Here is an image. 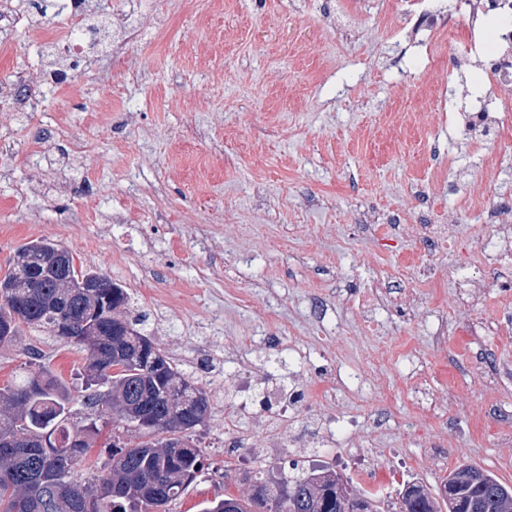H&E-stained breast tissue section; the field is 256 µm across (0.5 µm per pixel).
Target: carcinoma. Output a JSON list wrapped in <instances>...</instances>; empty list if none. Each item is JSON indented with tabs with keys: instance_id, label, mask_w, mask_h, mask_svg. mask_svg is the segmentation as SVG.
<instances>
[{
	"instance_id": "carcinoma-1",
	"label": "carcinoma",
	"mask_w": 512,
	"mask_h": 512,
	"mask_svg": "<svg viewBox=\"0 0 512 512\" xmlns=\"http://www.w3.org/2000/svg\"><path fill=\"white\" fill-rule=\"evenodd\" d=\"M87 4L75 34L92 33L100 48L98 34L110 26L109 15L93 9L92 0ZM61 250L46 240L16 248L0 277V347L16 342L22 323L55 332V307L77 300L93 323L76 325L63 340L83 354L85 389L93 390L88 401L101 410L73 422L72 389L44 363L0 386V436H11L23 449L0 456V512H82L67 493L55 509L40 508L52 474L36 468L24 451L34 440L41 442L40 451L52 465L67 466L76 482L97 491L92 512H169L201 469V449L190 432L210 413L208 393L128 319V293L122 285L110 280L100 292L77 296L82 283L98 272L71 252L67 279L45 266V255ZM33 294L39 299L33 308L16 307L19 296ZM104 418L112 421V436L103 444L112 449L105 471L88 458L89 449L99 443ZM125 427L143 431L144 440L131 448L114 445L113 437ZM460 469H451L443 480V506L421 483H408L399 493L400 512H512L511 485L483 468L478 480L459 476ZM345 501L351 512H379L374 495L354 489L330 466L295 463L291 475H256L248 496L226 493L204 502L202 512H346Z\"/></svg>"
}]
</instances>
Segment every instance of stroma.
I'll use <instances>...</instances> for the list:
<instances>
[{"mask_svg":"<svg viewBox=\"0 0 512 512\" xmlns=\"http://www.w3.org/2000/svg\"><path fill=\"white\" fill-rule=\"evenodd\" d=\"M139 11L135 39L62 87L46 81L49 59L24 35L56 18L24 12L14 51L0 50V81L24 65L33 94L51 104L0 106V139L11 144L0 153V276L18 246L62 245L123 285L141 330L205 385L211 410L194 433L202 469L170 512L248 495L246 473L275 475L292 460L348 474L352 448L387 449L378 473L406 469L382 512H396L403 482L438 492L432 442L449 466L475 464L512 485V373L499 372L512 363V325L493 326L512 303L494 285L512 276V242L494 246L483 217L512 216V132L472 140L453 114L435 127L424 120L441 88L491 91L486 58L464 50L465 28L449 30L442 63L427 70L424 47L386 25L381 0H224L220 11L175 0L168 16L139 0ZM145 61L146 78L130 81ZM114 91L120 111H81L80 101ZM173 97L183 109L169 107ZM79 142L89 152L76 153ZM420 192L449 226L447 246L402 232L420 217ZM118 208L138 222H113ZM421 261L437 278L418 275ZM377 279L389 301L372 334L359 304ZM405 292L414 308L397 304ZM232 360L255 391L237 422L252 446L235 457L224 453ZM44 362L85 414L84 359L58 337L21 328L0 348V385ZM422 373L420 394L409 384ZM279 387L298 392L300 406L273 450L265 396ZM326 387L347 421L330 447L317 398Z\"/></svg>","mask_w":512,"mask_h":512,"instance_id":"1","label":"stroma"}]
</instances>
